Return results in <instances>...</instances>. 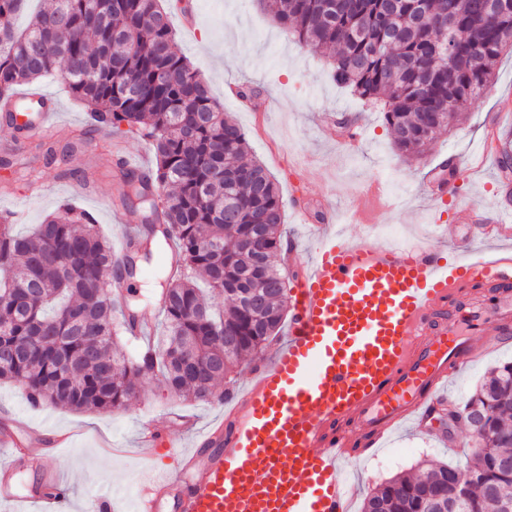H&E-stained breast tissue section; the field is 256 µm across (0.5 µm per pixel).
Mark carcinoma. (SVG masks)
I'll return each instance as SVG.
<instances>
[{
	"label": "carcinoma",
	"instance_id": "carcinoma-1",
	"mask_svg": "<svg viewBox=\"0 0 512 512\" xmlns=\"http://www.w3.org/2000/svg\"><path fill=\"white\" fill-rule=\"evenodd\" d=\"M25 0H0V98L16 85L58 78L90 112L95 131L151 141L150 180L127 172L122 205L143 218L120 259L94 217L70 205L20 235L0 219V380L20 382L33 406L118 409L155 372L171 393L206 400L214 382L265 348L288 315L281 273L279 189L247 157L245 133L208 83L174 50L160 0H55L26 31L11 26ZM260 0L313 51L332 49L333 79L383 104L395 147L421 155L470 110L512 49V0ZM174 263L158 298L165 336L131 357L118 346L145 312L114 317L106 276L146 273L162 248ZM203 280L224 305L208 304ZM38 288L31 297L24 288ZM260 293L257 312L244 294ZM485 423L466 512L512 503V361L500 364L457 413ZM458 466L440 463L377 485L361 512H444Z\"/></svg>",
	"mask_w": 512,
	"mask_h": 512
}]
</instances>
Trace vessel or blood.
I'll return each mask as SVG.
<instances>
[{
	"label": "vessel or blood",
	"mask_w": 512,
	"mask_h": 512,
	"mask_svg": "<svg viewBox=\"0 0 512 512\" xmlns=\"http://www.w3.org/2000/svg\"><path fill=\"white\" fill-rule=\"evenodd\" d=\"M0 125L16 138L63 129L55 100L40 92L11 97ZM316 257L298 282L287 343L230 405L227 431H213L218 448L184 455L197 466L181 491L178 512H347L351 482L344 463L359 423L377 444L409 417L424 414L449 376L477 354L458 325L479 330L493 322L496 336L512 338V211L486 220L482 238L492 254L478 253L448 272L426 248L408 252L368 238L340 239L331 224H316ZM483 281L498 288L483 308L467 307L464 289ZM435 340H426L428 328ZM69 434L32 432L0 436L8 457L0 462V497L18 498L16 469L38 473L42 486L29 499L38 512H61L63 485L50 470L47 450ZM172 477H151L139 512H157L158 490Z\"/></svg>",
	"instance_id": "vessel-or-blood-1"
}]
</instances>
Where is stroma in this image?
Returning a JSON list of instances; mask_svg holds the SVG:
<instances>
[{
  "label": "stroma",
  "mask_w": 512,
  "mask_h": 512,
  "mask_svg": "<svg viewBox=\"0 0 512 512\" xmlns=\"http://www.w3.org/2000/svg\"><path fill=\"white\" fill-rule=\"evenodd\" d=\"M171 22L176 51L209 82L215 99L243 128L251 156L273 175L283 202V230L297 262L315 257L300 211L317 212L326 201L340 213L359 203L358 222L343 227L346 238L367 236L384 246L402 238L431 248L451 270L463 256L458 239L468 228L461 207L489 213L512 209V181L496 168L492 154L501 139L512 136L511 50L500 56L493 83L464 118L414 159L395 148L379 106L361 101L332 79L330 53L311 52L286 36L257 0H181ZM204 32L210 36L206 44L200 39ZM245 83L258 89L257 97L240 98ZM343 112L358 117L356 144L345 142L342 128L335 127L328 137L321 132L322 125ZM10 140L15 141L12 130L0 126V142ZM110 140V135L94 134L76 146L70 160L71 167L96 173L90 193L47 165L46 148H63V141H15L13 150L0 151V160L11 162L9 169L0 168V178L13 182L10 192L0 191V217L25 234L68 203L89 212L99 233L119 247L125 226L113 206L120 172L107 161ZM449 159L461 163L456 178L442 197L426 198V178ZM306 168L311 177L303 176ZM287 338V331H280L261 352L243 359L215 384L216 394L244 391L256 369L270 364ZM476 342V358L452 377L431 417L397 430L348 463L353 477L348 512H360L367 494L399 473L429 462L472 460L478 448L468 432L461 427L449 432L441 423L449 409L465 404L491 369L512 361V340L499 342L489 331ZM223 423L224 407L217 399L185 401L149 377L125 408L107 411L34 407L18 382H0V428L20 434L38 424L72 435L54 455V470L69 490L62 512H80L86 498L98 493L108 494L118 512H137L146 473L175 470L180 452L194 451L201 433ZM145 426L160 430L173 448L153 460L143 458L137 439ZM111 441L123 444V451L109 450Z\"/></svg>",
  "instance_id": "35a3bbf8"
}]
</instances>
